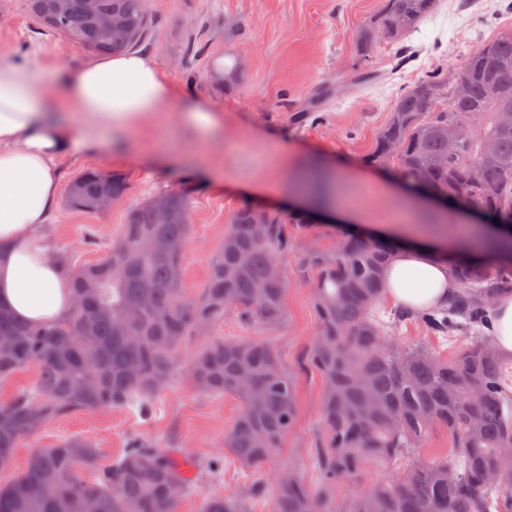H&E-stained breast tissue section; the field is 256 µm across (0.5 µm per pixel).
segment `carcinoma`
<instances>
[{"instance_id":"1","label":"carcinoma","mask_w":512,"mask_h":512,"mask_svg":"<svg viewBox=\"0 0 512 512\" xmlns=\"http://www.w3.org/2000/svg\"><path fill=\"white\" fill-rule=\"evenodd\" d=\"M438 0H385L378 26L359 35L366 58L379 39L397 46V65L410 59L404 39L419 30ZM40 30L63 36L95 55L139 48L153 17L148 0H96L98 24L86 0H25ZM512 26L482 42L454 69L431 70L396 98L368 163L396 164L405 184L491 216H512ZM467 133L448 138V128ZM490 152L494 161L484 164ZM126 177L90 168L69 185L65 205L100 214L101 198L121 199ZM190 188L162 193L169 218L151 201L130 208L108 252L77 265L58 255L74 307L69 318L30 324L0 308V382L38 368L34 386L0 402V463L20 439L55 418L78 411L137 409L151 415L153 398L181 369L206 393L230 394L242 404L224 448L249 470L276 464L293 426L295 384L274 349L212 335L228 311L265 324L283 315L287 282L279 260L288 253V225L299 213H269L255 223L251 207L234 214L214 254L199 297L181 294L184 247L190 235ZM393 244L348 235L336 251L315 255L314 304L321 330L309 355L324 386V438L316 456L319 489L288 466L280 468L274 512H326L336 492L371 460L398 464L384 484L353 502L351 512H512V354L491 338L497 297L512 293V256L505 264L463 259L454 269L457 294L448 308L411 313L396 308L392 323L418 322L450 341L471 334L452 357L425 345L402 347L373 311L383 298L382 268ZM207 342L189 359L194 337ZM436 426L448 431L446 459L421 453ZM218 475L224 457L206 464L134 440L123 455L99 467L86 439L64 438L35 452L23 473L0 486V512H178L195 474ZM98 471L89 482L82 470ZM266 488L210 497L201 512H250Z\"/></svg>"}]
</instances>
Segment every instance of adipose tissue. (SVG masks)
Listing matches in <instances>:
<instances>
[{
    "label": "adipose tissue",
    "mask_w": 512,
    "mask_h": 512,
    "mask_svg": "<svg viewBox=\"0 0 512 512\" xmlns=\"http://www.w3.org/2000/svg\"><path fill=\"white\" fill-rule=\"evenodd\" d=\"M68 112L47 97L37 63L0 55V307L31 322H54L72 311L66 277L39 236L58 200L56 161L74 143L68 113L95 130L133 132L171 106L175 86L145 54L103 56L62 76ZM378 233L394 244L383 269L387 296L419 312L446 305L458 290L453 263L472 251L470 239L447 242L398 222Z\"/></svg>",
    "instance_id": "obj_1"
}]
</instances>
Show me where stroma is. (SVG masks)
I'll list each match as a JSON object with an SVG mask.
<instances>
[{"label": "stroma", "instance_id": "35a3bbf8", "mask_svg": "<svg viewBox=\"0 0 512 512\" xmlns=\"http://www.w3.org/2000/svg\"><path fill=\"white\" fill-rule=\"evenodd\" d=\"M384 0H153L155 16L145 52L175 82L178 94L209 104L224 114L221 138L203 140L181 128L175 111L162 121L127 135L122 147L112 133L88 139L76 134V144L58 159L62 185H69L89 168L123 173L124 197L102 214H88L57 204L42 233L53 252L83 264L101 258L126 222L131 205L160 192L190 187L189 222L181 288L197 297L207 282L210 262L224 242L234 213L243 205L267 211L283 210L288 187L305 166L341 170L340 203L365 211L375 223L392 220L407 210L403 190L387 189L379 173L394 172L388 163L375 169L365 156L375 148L400 91L427 71L453 70L480 42L511 24L508 0H440L435 12L406 38L416 56L394 69L392 46L379 41L368 64L384 72L382 80L353 86L351 74L359 61L358 34L375 22ZM205 46L198 55L185 52L188 38ZM37 56L48 69L75 67L89 61L57 35L37 30L24 0H8L0 14V54ZM242 58V72L233 85L218 77L219 64ZM317 112V121L295 124L293 113ZM291 250L280 264L288 283L284 311L275 324L241 321L227 313L218 335L273 347L283 369L296 384L297 418L278 451V465H293L310 487L320 478L315 463L323 425V381L307 363L320 332L313 303L314 269L308 255L331 254L344 238L334 224H306L290 229ZM241 403L232 395L213 396L175 377L158 395L151 416L128 410L82 411L52 420L23 437L11 462L0 467V485L20 475L30 455L51 448L63 438L94 443L101 465L124 453L131 437L153 442L198 461L221 452ZM394 466L372 461L339 491L333 512H350L355 499L385 483ZM274 489L275 467L248 471L225 458L221 476L200 473L194 493L178 512H200L209 497L237 493L253 482Z\"/></svg>", "mask_w": 512, "mask_h": 512}]
</instances>
